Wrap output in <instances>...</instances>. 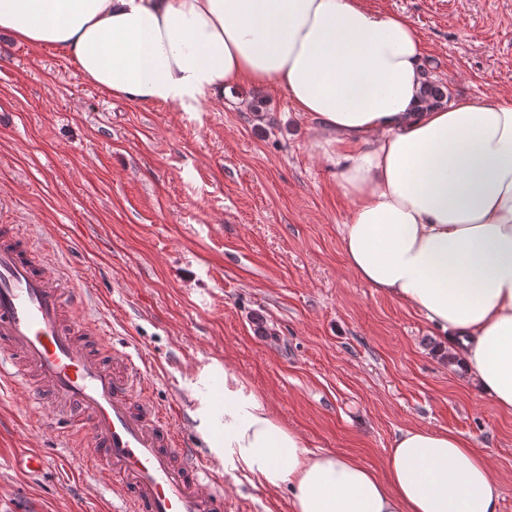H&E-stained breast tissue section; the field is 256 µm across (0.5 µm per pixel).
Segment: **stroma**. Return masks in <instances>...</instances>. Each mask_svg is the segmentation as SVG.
Returning a JSON list of instances; mask_svg holds the SVG:
<instances>
[{
	"label": "stroma",
	"mask_w": 512,
	"mask_h": 512,
	"mask_svg": "<svg viewBox=\"0 0 512 512\" xmlns=\"http://www.w3.org/2000/svg\"><path fill=\"white\" fill-rule=\"evenodd\" d=\"M409 18L427 70L452 99L512 97V0H366ZM0 225L38 243L114 345L133 344L150 399L176 409L185 447L223 472L196 431L187 381L228 362L311 449L382 470L400 429L450 430L491 457L512 512V412L453 368L422 315L347 267L348 207L336 172L277 84L244 85L190 107L117 99L61 50L0 33ZM0 396V512H112L110 472L91 470ZM50 461L27 475L14 458ZM230 512H288L287 491L244 474Z\"/></svg>",
	"instance_id": "stroma-1"
}]
</instances>
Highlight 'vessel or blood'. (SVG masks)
<instances>
[{
    "label": "vessel or blood",
    "mask_w": 512,
    "mask_h": 512,
    "mask_svg": "<svg viewBox=\"0 0 512 512\" xmlns=\"http://www.w3.org/2000/svg\"><path fill=\"white\" fill-rule=\"evenodd\" d=\"M86 295L18 227L0 226V389L23 388L50 428L84 431L82 455L111 472L117 512H227L223 476L183 447L138 360L100 353L97 324L77 312Z\"/></svg>",
    "instance_id": "1"
}]
</instances>
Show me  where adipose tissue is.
Here are the masks:
<instances>
[{"mask_svg": "<svg viewBox=\"0 0 512 512\" xmlns=\"http://www.w3.org/2000/svg\"><path fill=\"white\" fill-rule=\"evenodd\" d=\"M0 32L144 103L277 83L351 202L347 266L416 309L463 377L512 411V99L426 109L407 18L365 0H0ZM191 388L225 473L288 488L289 512H499L491 461L452 431L401 429L378 472L309 450L231 366Z\"/></svg>", "mask_w": 512, "mask_h": 512, "instance_id": "obj_1", "label": "adipose tissue"}]
</instances>
